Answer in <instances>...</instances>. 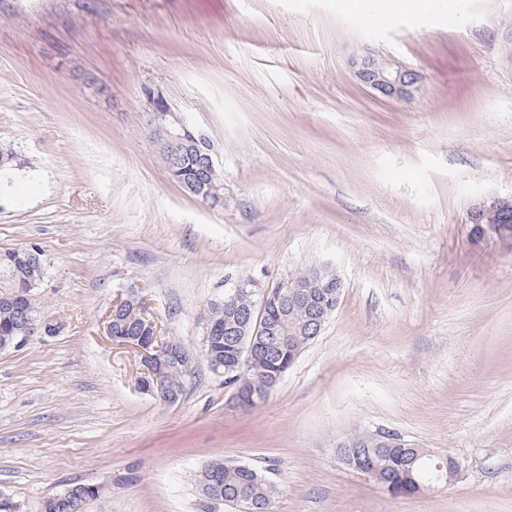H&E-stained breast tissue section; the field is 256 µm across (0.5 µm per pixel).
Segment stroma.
<instances>
[{"instance_id": "obj_1", "label": "stroma", "mask_w": 512, "mask_h": 512, "mask_svg": "<svg viewBox=\"0 0 512 512\" xmlns=\"http://www.w3.org/2000/svg\"><path fill=\"white\" fill-rule=\"evenodd\" d=\"M0 0V249L36 243L39 321L0 351V493L39 512H201L196 475L244 464L273 512H512V253L475 241L477 201L512 194V0ZM420 75L408 100L359 85L362 47ZM106 88H86L83 74ZM210 141L211 206L169 177L145 88ZM321 266L340 302L251 408L203 355V315L241 278ZM141 288L194 354L180 402L106 333ZM384 429L460 464L394 494L336 453ZM84 493L83 484L72 485L64 492L46 500L41 506V512H81L87 502L80 503L79 510L81 511H75V506L77 498L83 496Z\"/></svg>"}]
</instances>
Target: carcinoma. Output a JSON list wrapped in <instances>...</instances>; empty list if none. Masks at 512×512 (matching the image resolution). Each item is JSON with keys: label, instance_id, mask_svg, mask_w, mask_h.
<instances>
[{"label": "carcinoma", "instance_id": "obj_1", "mask_svg": "<svg viewBox=\"0 0 512 512\" xmlns=\"http://www.w3.org/2000/svg\"><path fill=\"white\" fill-rule=\"evenodd\" d=\"M20 165L15 148L0 144V172ZM171 179L186 192L204 200L209 183L217 178L208 176L203 158L192 150H181L168 164ZM44 274L43 251L35 243H26L0 251V349L10 347L15 336L25 327L27 319L37 315L35 290L31 282ZM243 308L252 312L251 323L230 332L233 317L224 313V302L214 305V326L204 342L208 364L225 365L226 383L240 382L256 391V401L264 400L275 387L274 380L284 375L288 365L295 362L298 352L312 338L304 334L306 314L301 309L275 310L263 306L257 295L243 296ZM151 316H142L134 304L118 311L112 318V335L147 338L153 335ZM260 347L251 360H246L241 349ZM190 350L177 341L174 353L168 358L169 385L181 394L186 378L191 374ZM361 457L375 462L381 469L384 482L401 483L407 488L437 483L444 463L439 457L417 456L416 451L395 441L383 448H361ZM197 488L203 512H214L215 506H233L235 512H271L275 486L258 470L224 461L205 464L198 474ZM99 496L100 488L85 490L75 484L64 492L46 500L41 512H75L76 500L84 493Z\"/></svg>", "mask_w": 512, "mask_h": 512}]
</instances>
